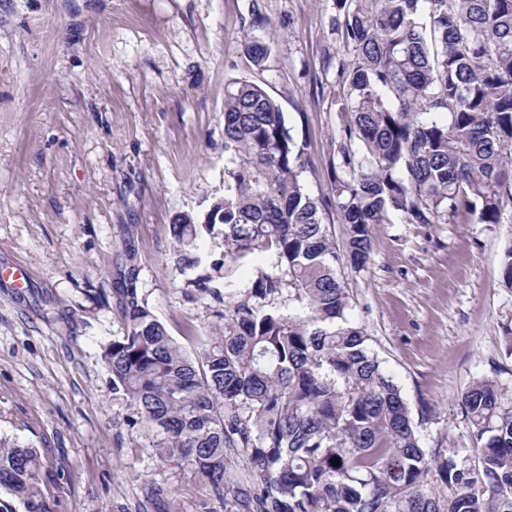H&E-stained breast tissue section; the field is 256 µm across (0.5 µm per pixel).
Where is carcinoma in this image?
<instances>
[{"mask_svg":"<svg viewBox=\"0 0 512 512\" xmlns=\"http://www.w3.org/2000/svg\"><path fill=\"white\" fill-rule=\"evenodd\" d=\"M337 74L347 122L334 202L350 264L371 258L370 227L501 222L512 203V0H335ZM252 61L270 53L250 37ZM303 144L265 89L238 81L224 100V193L203 222L170 225L175 261L223 305L188 355L139 298L125 252L122 335L103 347L112 390L163 460L190 464L245 512H512V385L461 394L478 448L423 447L401 389L349 315L339 256L301 182ZM222 258L205 263L204 236ZM271 251L244 291L220 285L235 263ZM338 459L334 466L331 460ZM241 462L245 488L229 470ZM53 471L37 449L0 440V493L54 512Z\"/></svg>","mask_w":512,"mask_h":512,"instance_id":"cac0c4a2","label":"carcinoma"}]
</instances>
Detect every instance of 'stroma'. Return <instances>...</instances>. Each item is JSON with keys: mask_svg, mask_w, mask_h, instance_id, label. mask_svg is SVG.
Here are the masks:
<instances>
[{"mask_svg": "<svg viewBox=\"0 0 512 512\" xmlns=\"http://www.w3.org/2000/svg\"><path fill=\"white\" fill-rule=\"evenodd\" d=\"M335 0H0V438L37 448L56 512H235L129 421L101 352L122 334L124 253L181 338L217 304L177 268L169 227L224 191V99L260 84L304 142L302 180L335 241L331 171L345 123ZM274 36L263 67L245 40ZM366 270L340 263L349 316L401 388L423 445L469 448L476 378L512 383L501 223L371 227Z\"/></svg>", "mask_w": 512, "mask_h": 512, "instance_id": "1", "label": "stroma"}]
</instances>
